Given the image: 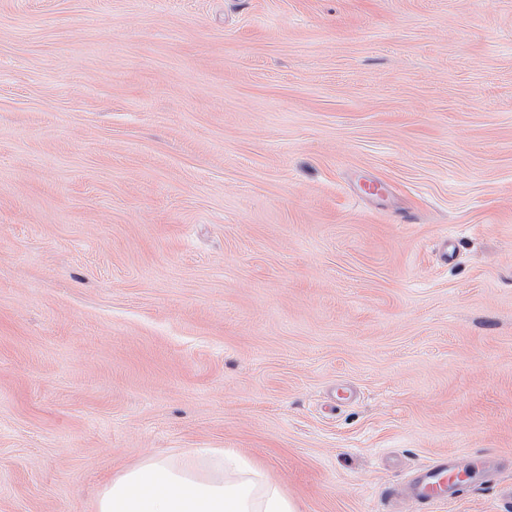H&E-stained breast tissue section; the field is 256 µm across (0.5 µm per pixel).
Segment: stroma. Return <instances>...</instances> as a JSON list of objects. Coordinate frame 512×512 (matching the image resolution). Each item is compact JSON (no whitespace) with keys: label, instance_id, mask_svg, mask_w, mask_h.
Listing matches in <instances>:
<instances>
[{"label":"stroma","instance_id":"1","mask_svg":"<svg viewBox=\"0 0 512 512\" xmlns=\"http://www.w3.org/2000/svg\"><path fill=\"white\" fill-rule=\"evenodd\" d=\"M189 448L499 512L512 0H0V512ZM444 453L504 468L388 497Z\"/></svg>","mask_w":512,"mask_h":512}]
</instances>
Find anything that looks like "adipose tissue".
Here are the masks:
<instances>
[{
    "instance_id": "1",
    "label": "adipose tissue",
    "mask_w": 512,
    "mask_h": 512,
    "mask_svg": "<svg viewBox=\"0 0 512 512\" xmlns=\"http://www.w3.org/2000/svg\"><path fill=\"white\" fill-rule=\"evenodd\" d=\"M96 512H299L273 484L251 477L236 451L219 452L212 476L199 474L194 450L178 462L152 459L124 471L100 491Z\"/></svg>"
}]
</instances>
